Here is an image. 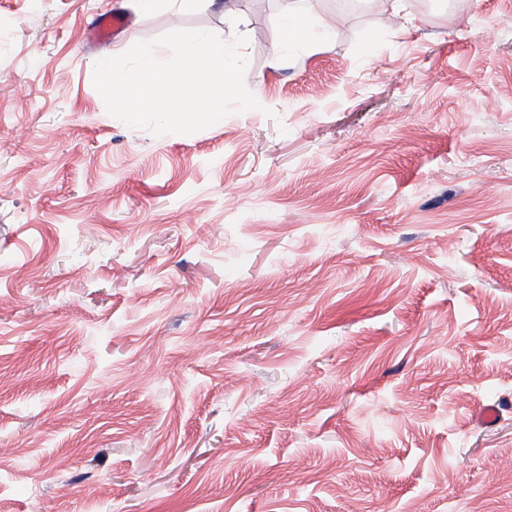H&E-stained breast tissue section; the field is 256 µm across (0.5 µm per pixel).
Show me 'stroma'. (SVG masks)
I'll use <instances>...</instances> for the list:
<instances>
[{"instance_id": "obj_1", "label": "stroma", "mask_w": 512, "mask_h": 512, "mask_svg": "<svg viewBox=\"0 0 512 512\" xmlns=\"http://www.w3.org/2000/svg\"><path fill=\"white\" fill-rule=\"evenodd\" d=\"M366 3L0 0V512H512V0ZM177 29L258 109L111 116ZM326 37V32L314 29L309 19L296 10L289 1L282 17L281 39L274 53L282 56L300 41H307L311 48H321L325 46ZM126 24L125 17L115 12L102 13L95 27L92 30V34L100 39H106L111 34L122 29Z\"/></svg>"}]
</instances>
